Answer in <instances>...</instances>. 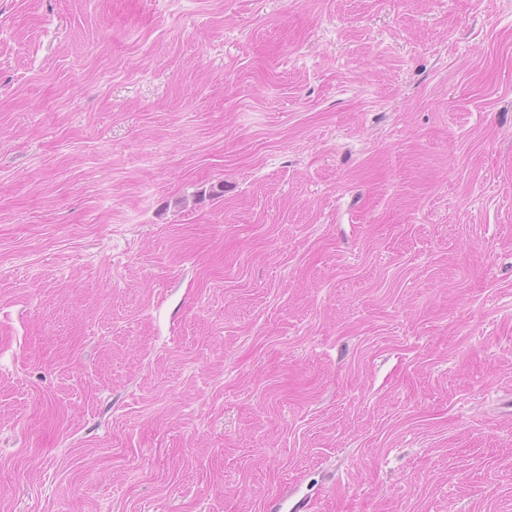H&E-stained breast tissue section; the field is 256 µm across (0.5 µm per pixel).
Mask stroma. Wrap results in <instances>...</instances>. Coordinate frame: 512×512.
<instances>
[{
    "label": "stroma",
    "instance_id": "1",
    "mask_svg": "<svg viewBox=\"0 0 512 512\" xmlns=\"http://www.w3.org/2000/svg\"><path fill=\"white\" fill-rule=\"evenodd\" d=\"M273 501L512 512V0H0V512Z\"/></svg>",
    "mask_w": 512,
    "mask_h": 512
}]
</instances>
